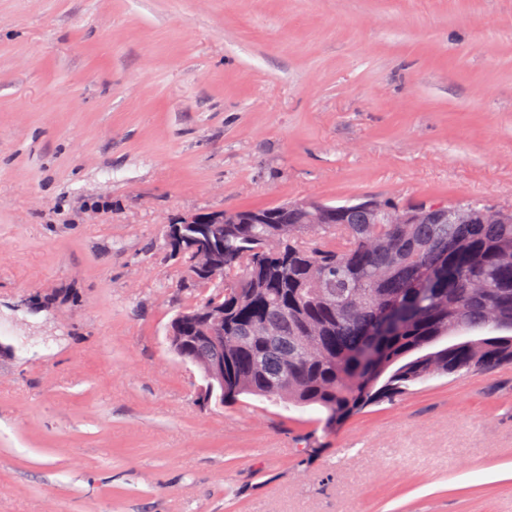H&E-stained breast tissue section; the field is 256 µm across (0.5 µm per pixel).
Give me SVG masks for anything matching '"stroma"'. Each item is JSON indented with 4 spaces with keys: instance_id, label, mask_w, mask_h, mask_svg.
I'll use <instances>...</instances> for the list:
<instances>
[{
    "instance_id": "stroma-1",
    "label": "stroma",
    "mask_w": 512,
    "mask_h": 512,
    "mask_svg": "<svg viewBox=\"0 0 512 512\" xmlns=\"http://www.w3.org/2000/svg\"><path fill=\"white\" fill-rule=\"evenodd\" d=\"M512 207V0H0V512H512V367L203 404L204 210Z\"/></svg>"
}]
</instances>
